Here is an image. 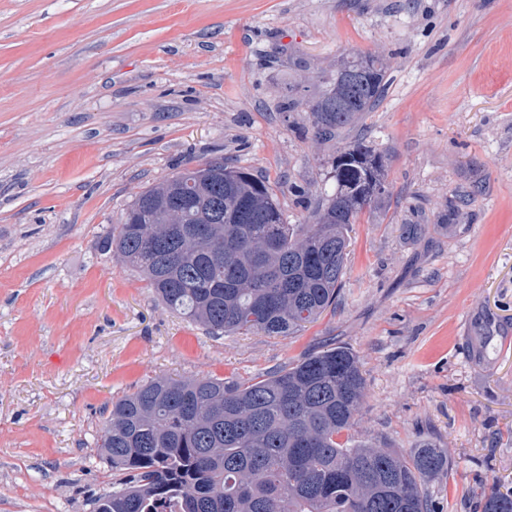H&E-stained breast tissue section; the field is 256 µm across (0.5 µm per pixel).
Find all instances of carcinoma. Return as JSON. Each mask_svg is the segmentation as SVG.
Listing matches in <instances>:
<instances>
[{"instance_id": "1", "label": "carcinoma", "mask_w": 512, "mask_h": 512, "mask_svg": "<svg viewBox=\"0 0 512 512\" xmlns=\"http://www.w3.org/2000/svg\"><path fill=\"white\" fill-rule=\"evenodd\" d=\"M387 67L355 54L311 108L329 139L380 101ZM185 168L143 191L104 249L170 309L212 336H290L336 305L348 231L388 193L384 156L360 142L336 156V191L310 224H288L271 184L244 168ZM366 388L359 359L331 345L265 378H157L112 404L99 453L112 492L93 512H435L425 490L455 460L434 440L404 454L350 435ZM512 512V487L483 490Z\"/></svg>"}]
</instances>
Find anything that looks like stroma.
Masks as SVG:
<instances>
[{
    "mask_svg": "<svg viewBox=\"0 0 512 512\" xmlns=\"http://www.w3.org/2000/svg\"><path fill=\"white\" fill-rule=\"evenodd\" d=\"M378 55L381 103L331 140L311 108ZM386 156L335 308L290 336L208 334L105 236L143 191L221 158L288 223L339 150ZM305 196H298L297 188ZM452 223H442L449 205ZM512 0H0V512H92L112 404L158 377L248 380L324 344L366 381L355 438L448 448L427 490L481 512L512 482Z\"/></svg>",
    "mask_w": 512,
    "mask_h": 512,
    "instance_id": "obj_1",
    "label": "stroma"
}]
</instances>
